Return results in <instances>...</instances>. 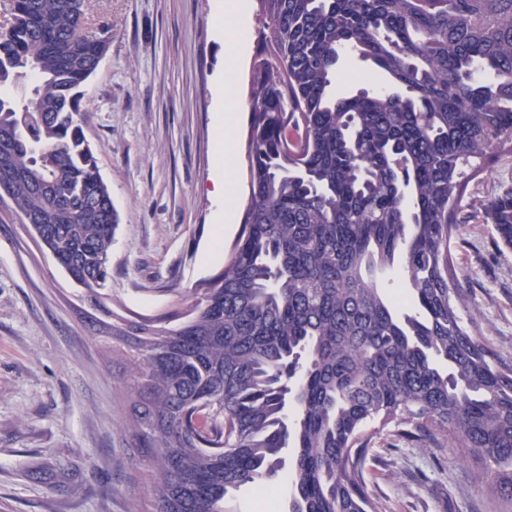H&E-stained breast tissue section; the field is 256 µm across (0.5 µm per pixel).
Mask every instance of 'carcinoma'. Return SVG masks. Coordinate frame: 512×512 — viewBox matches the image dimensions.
Segmentation results:
<instances>
[{"mask_svg":"<svg viewBox=\"0 0 512 512\" xmlns=\"http://www.w3.org/2000/svg\"><path fill=\"white\" fill-rule=\"evenodd\" d=\"M0 34V193L69 279L99 297L118 214L88 143L84 83L112 29L86 0H9ZM249 197L224 269L187 313L101 323L140 358L127 431L153 512H237L292 449L289 512H386L372 438L462 449L512 499V360L460 316L453 228L512 249V189L460 216L471 179L512 155V0H259ZM389 90L333 94L339 52ZM401 263L415 308L375 273ZM169 327L167 323L179 320Z\"/></svg>","mask_w":512,"mask_h":512,"instance_id":"cac0c4a2","label":"carcinoma"}]
</instances>
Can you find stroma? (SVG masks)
I'll use <instances>...</instances> for the list:
<instances>
[{"label":"stroma","instance_id":"35a3bbf8","mask_svg":"<svg viewBox=\"0 0 512 512\" xmlns=\"http://www.w3.org/2000/svg\"><path fill=\"white\" fill-rule=\"evenodd\" d=\"M249 45L224 49L216 0H92L89 23L112 42L83 86L84 132L119 223L105 310L89 305L0 197V512H135L150 476L127 446L126 391L135 350L99 331L105 312L155 318L188 309L198 283L220 272L241 230L249 188L247 121L259 0H249ZM235 66L233 220L212 195L218 91ZM512 188V155L473 179L470 209ZM463 319L512 359V250L491 225L459 224L452 237ZM457 448H416L374 437L369 492L388 512H512V501L475 482ZM292 470L266 490L242 486L239 512H288Z\"/></svg>","mask_w":512,"mask_h":512}]
</instances>
